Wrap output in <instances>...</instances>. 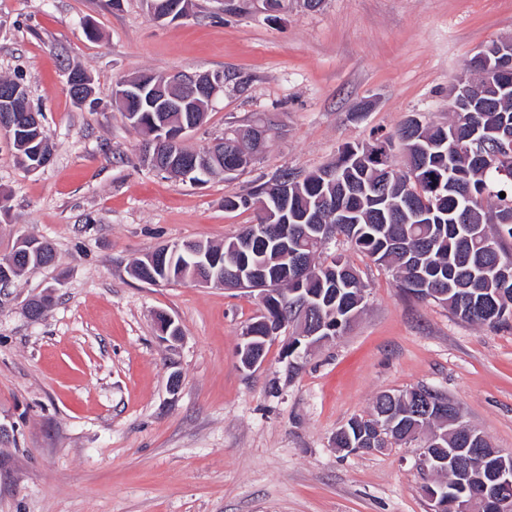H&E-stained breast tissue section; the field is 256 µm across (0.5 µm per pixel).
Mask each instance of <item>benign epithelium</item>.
<instances>
[{"mask_svg": "<svg viewBox=\"0 0 512 512\" xmlns=\"http://www.w3.org/2000/svg\"><path fill=\"white\" fill-rule=\"evenodd\" d=\"M152 19L162 22L172 17L165 0H147ZM473 65L486 75L498 74L512 65V38L495 40L483 46L475 55ZM220 76L211 73H187L179 71L156 81L141 78L123 79L112 85L111 97L129 106L127 116L131 124H139L138 114L149 107L157 112H170L178 109L184 112L195 111L194 97L212 101L221 90ZM18 91L9 88L0 93V129L11 130L9 113L19 111L15 99ZM201 126L200 120L190 119L178 126L162 124L159 131L163 136L152 142L153 149L144 155L145 163L161 173H174L177 159L161 151L164 144H182L187 136ZM271 138L268 126L251 129L248 146H240L237 163L224 168V174L234 175L247 163H252L262 155ZM224 160V141L211 147L209 154L195 157L186 171H202L215 161ZM194 260L195 275L192 284L201 287L224 286V269L218 267V260L204 250L186 248ZM166 338L177 341L183 335L181 326L166 314L159 326ZM324 324H315L308 332L292 339V347L310 349L326 340L321 335ZM238 355L243 367L250 370L262 363L263 352L254 347V336L245 331ZM417 466L428 472L452 475L450 484L437 488L427 486L424 493L430 501V512H473L475 506L486 507L489 512H512V452L505 453L498 448H450L446 455H434L427 449L420 451Z\"/></svg>", "mask_w": 512, "mask_h": 512, "instance_id": "obj_1", "label": "benign epithelium"}]
</instances>
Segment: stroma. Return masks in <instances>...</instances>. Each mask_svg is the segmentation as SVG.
Returning a JSON list of instances; mask_svg holds the SVG:
<instances>
[{
    "label": "stroma",
    "mask_w": 512,
    "mask_h": 512,
    "mask_svg": "<svg viewBox=\"0 0 512 512\" xmlns=\"http://www.w3.org/2000/svg\"><path fill=\"white\" fill-rule=\"evenodd\" d=\"M189 12L158 23L143 0H0V77L23 79L53 145L29 172L0 135V255L25 237L56 251L0 290V512H427L419 442L340 452L336 431L379 393L424 386L512 452V320L462 321L332 244L360 274L364 312L294 361L287 326L247 370L238 347L257 293L153 285L131 268L166 244L236 236L256 212L225 197L279 171L307 174L412 117L447 121L448 88L478 48L512 37V0H288L276 19L260 0H189ZM74 67L105 92L144 72H222L188 146L259 121L274 135L233 177L158 174L118 105L75 104ZM48 293L31 319L26 304ZM160 313L180 341L160 335Z\"/></svg>",
    "instance_id": "obj_1"
}]
</instances>
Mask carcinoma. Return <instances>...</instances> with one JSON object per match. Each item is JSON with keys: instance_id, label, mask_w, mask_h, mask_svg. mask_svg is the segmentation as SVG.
<instances>
[{"instance_id": "obj_1", "label": "carcinoma", "mask_w": 512, "mask_h": 512, "mask_svg": "<svg viewBox=\"0 0 512 512\" xmlns=\"http://www.w3.org/2000/svg\"><path fill=\"white\" fill-rule=\"evenodd\" d=\"M503 74L472 80V95L461 107L449 105L447 123H422L409 119L395 134L383 138L399 141L405 167L385 171L373 157L376 145H346L331 166L335 180L323 178L322 167L303 178L283 171L259 185L239 206L253 208L269 199L268 186L288 180V196L276 202L288 215V245L259 240L243 255L233 252L236 242L253 234L249 224L224 244L197 242L224 263V286L251 288L237 271L269 265V287L283 294L281 313L289 316L303 307L296 288L316 297L336 299L327 315L330 336H339L361 313L365 285L356 268L341 254L321 258L334 239L374 263L394 272L398 287L422 300L446 306L456 317L495 327L507 322L506 303L512 304V162L489 163L484 156L504 154L512 142V92L500 91ZM171 122L178 112L161 114ZM146 112L136 127L142 134L154 131L152 121L161 116ZM459 135L462 153L448 154V137ZM49 143L43 124L21 117L13 129L14 161L27 168L42 161L38 147ZM505 197H500V193ZM229 197L224 207L233 208ZM193 268L182 249L172 245L158 276L169 283L188 281ZM421 388L397 396H377L372 413L350 420L338 447L374 446L371 424L381 415L414 403ZM443 447L462 448L477 439V432L461 423L433 422Z\"/></svg>"}]
</instances>
